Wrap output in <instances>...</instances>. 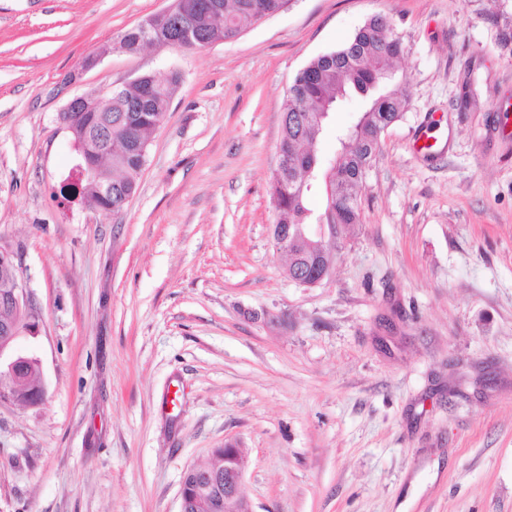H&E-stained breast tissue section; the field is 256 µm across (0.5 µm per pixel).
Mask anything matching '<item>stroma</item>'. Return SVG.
Segmentation results:
<instances>
[{
    "label": "stroma",
    "instance_id": "1",
    "mask_svg": "<svg viewBox=\"0 0 512 512\" xmlns=\"http://www.w3.org/2000/svg\"><path fill=\"white\" fill-rule=\"evenodd\" d=\"M171 3L0 0V249L44 388L0 404V512H179L228 440L254 512H512V0H290L203 49L112 51ZM376 15L404 116L300 286L272 237L283 102ZM174 72L124 210L64 200L67 103ZM362 110L334 112L322 167Z\"/></svg>",
    "mask_w": 512,
    "mask_h": 512
}]
</instances>
